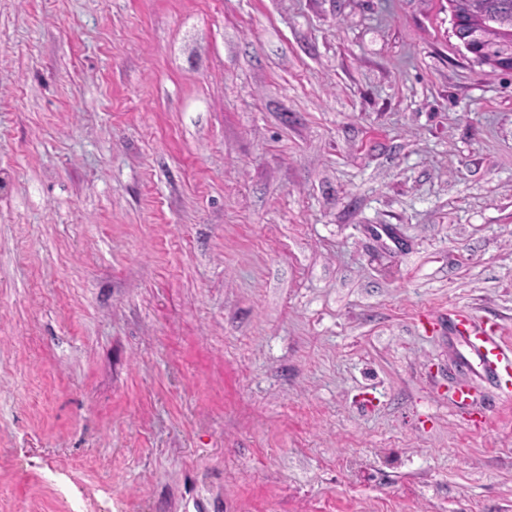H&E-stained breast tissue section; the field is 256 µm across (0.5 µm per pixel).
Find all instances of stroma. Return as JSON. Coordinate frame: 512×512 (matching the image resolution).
<instances>
[{"label": "stroma", "mask_w": 512, "mask_h": 512, "mask_svg": "<svg viewBox=\"0 0 512 512\" xmlns=\"http://www.w3.org/2000/svg\"><path fill=\"white\" fill-rule=\"evenodd\" d=\"M457 308L512 344L448 0H0V512H512Z\"/></svg>", "instance_id": "obj_1"}]
</instances>
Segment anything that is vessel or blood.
<instances>
[{
    "mask_svg": "<svg viewBox=\"0 0 512 512\" xmlns=\"http://www.w3.org/2000/svg\"><path fill=\"white\" fill-rule=\"evenodd\" d=\"M448 332L462 342L464 361L479 378L498 382L512 375V347L501 342L491 325L454 310L448 314Z\"/></svg>",
    "mask_w": 512,
    "mask_h": 512,
    "instance_id": "b4317fda",
    "label": "vessel or blood"
}]
</instances>
